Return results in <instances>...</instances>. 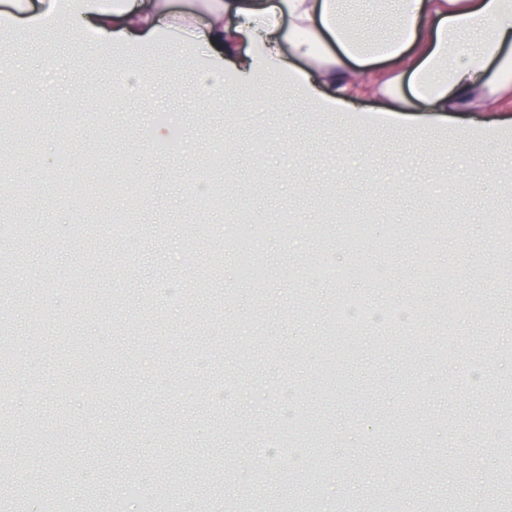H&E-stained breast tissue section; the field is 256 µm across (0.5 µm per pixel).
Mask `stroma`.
Instances as JSON below:
<instances>
[{
	"label": "stroma",
	"instance_id": "35a3bbf8",
	"mask_svg": "<svg viewBox=\"0 0 512 512\" xmlns=\"http://www.w3.org/2000/svg\"><path fill=\"white\" fill-rule=\"evenodd\" d=\"M28 77L18 109L37 115L32 144L53 162L31 170L0 164V212L20 228L0 239V344L18 361L0 369V405L12 420L11 452L0 453V512L28 506L47 512L57 501L92 503L116 512V485L149 483L161 512H242L263 500L266 512H500L512 502V469L497 456L512 442V241L494 226L512 218V190L498 168L512 149L498 135L512 130V100L493 112H414L409 83L396 100L354 98L355 116L311 111L248 113L204 105L197 71L180 64L177 40L154 50L161 88L122 103L135 123L100 116L105 88L72 93L68 70L104 69L69 31L33 32L12 43ZM63 64L54 83L41 65ZM426 143L395 134L401 112ZM180 123L182 147L164 151L159 114ZM483 131L479 151L448 143L452 128ZM230 150L224 171L207 159ZM487 171L481 187L471 169ZM147 181L149 193L129 212L135 237L112 234L100 201L123 210L116 175ZM210 183L238 200L232 212L199 214L184 183ZM466 216L464 235L434 238V220ZM291 213L295 232L276 222ZM420 218L416 236L380 252L374 236L353 240L347 222L375 232ZM84 221L86 231L70 230ZM239 221L232 238L197 237L202 225ZM434 263L454 262L450 286L423 282L415 270L426 241ZM23 258V276L12 265ZM264 263L261 283L238 268ZM379 268L375 281L302 279L311 263ZM176 283L183 302L158 288ZM390 301L414 314L411 326L349 333L343 304ZM493 311L495 320L484 317ZM446 360L436 362L441 345ZM205 369L188 367L192 349ZM466 367L482 374L479 390L445 392ZM234 374L236 398L223 409L208 400L209 378ZM294 391L293 411L275 397ZM318 424L322 447L303 449L269 472L250 455L255 432L287 438L299 419Z\"/></svg>",
	"mask_w": 512,
	"mask_h": 512
}]
</instances>
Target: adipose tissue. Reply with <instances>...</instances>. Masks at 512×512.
<instances>
[{
  "label": "adipose tissue",
  "mask_w": 512,
  "mask_h": 512,
  "mask_svg": "<svg viewBox=\"0 0 512 512\" xmlns=\"http://www.w3.org/2000/svg\"><path fill=\"white\" fill-rule=\"evenodd\" d=\"M351 0H199L201 17L168 11V0H13L8 20L26 27L67 24L90 33L85 53L144 45L169 35L221 60L205 71L199 95L214 104L226 99L223 68L242 78L288 77L304 99L330 112L346 111L365 66L394 61L410 74L419 112L471 108L477 94L485 107L512 90V0H377L389 21L374 38L365 37L350 11ZM251 45L250 55L238 54ZM305 68L297 70L293 59ZM73 89L105 86L113 92L152 94L157 73L149 64L135 71L73 68Z\"/></svg>",
  "instance_id": "obj_1"
}]
</instances>
